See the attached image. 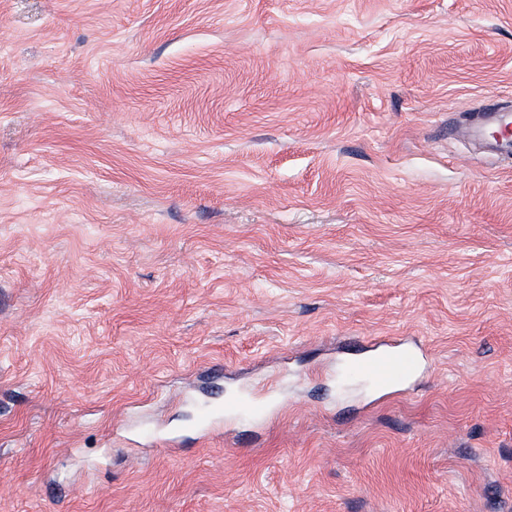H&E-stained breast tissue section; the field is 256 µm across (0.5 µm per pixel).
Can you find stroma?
Segmentation results:
<instances>
[{"label": "stroma", "instance_id": "stroma-1", "mask_svg": "<svg viewBox=\"0 0 512 512\" xmlns=\"http://www.w3.org/2000/svg\"><path fill=\"white\" fill-rule=\"evenodd\" d=\"M493 97L512 0H0V512H512ZM389 349L383 353L361 360L357 371L380 388L398 384L412 375L419 363L418 355L403 346V343L386 344Z\"/></svg>", "mask_w": 512, "mask_h": 512}]
</instances>
